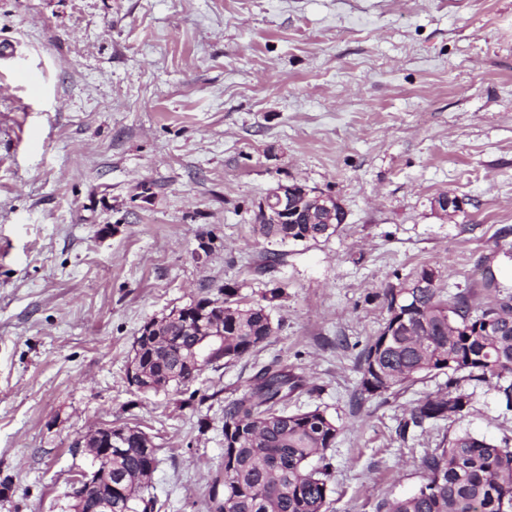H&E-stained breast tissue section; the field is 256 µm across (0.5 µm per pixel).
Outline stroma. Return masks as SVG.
<instances>
[{"label":"stroma","mask_w":512,"mask_h":512,"mask_svg":"<svg viewBox=\"0 0 512 512\" xmlns=\"http://www.w3.org/2000/svg\"><path fill=\"white\" fill-rule=\"evenodd\" d=\"M278 181L344 223L258 236ZM424 265L451 294L512 292V0H0V512H64L101 423L152 437L161 512H215L224 408L275 360L308 383L290 408L339 427L330 512L413 493L455 432L512 447L484 383L404 437L445 376L359 397L384 291ZM224 287L282 289L269 342L179 393L130 387L141 326Z\"/></svg>","instance_id":"stroma-1"}]
</instances>
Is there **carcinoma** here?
<instances>
[{"label": "carcinoma", "instance_id": "cac0c4a2", "mask_svg": "<svg viewBox=\"0 0 512 512\" xmlns=\"http://www.w3.org/2000/svg\"><path fill=\"white\" fill-rule=\"evenodd\" d=\"M335 224H262L255 232L282 243L331 236ZM438 270L422 266L384 294L388 319L359 355L360 395L398 392L423 375L448 376V391L427 395L410 410L404 426L455 420L473 407L462 382H490L498 401L512 411V294L486 303L469 290L447 299ZM224 288V349L199 353L186 364L179 357L195 343L184 325L140 329L141 373L166 391L192 383L208 366L240 358L267 341L273 321L264 307L242 308ZM306 380L273 361L261 368L242 397L224 408V501L217 512H329L332 464L327 451L339 428L315 407L288 410ZM128 448L112 454V477H126L112 494V512H160L148 492L158 464L157 448H144L145 432L128 427ZM318 460V465L311 462ZM425 475L413 494L386 502L384 512H512V448L468 431L425 451Z\"/></svg>", "mask_w": 512, "mask_h": 512}]
</instances>
